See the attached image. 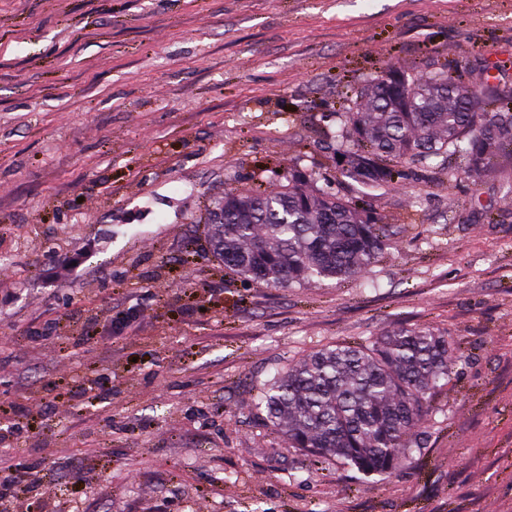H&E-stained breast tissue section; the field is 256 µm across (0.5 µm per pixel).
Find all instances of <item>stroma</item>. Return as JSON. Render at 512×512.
<instances>
[{"mask_svg":"<svg viewBox=\"0 0 512 512\" xmlns=\"http://www.w3.org/2000/svg\"><path fill=\"white\" fill-rule=\"evenodd\" d=\"M429 60L512 89V0H0V429L43 512H512V164L364 196L398 231L355 280L244 283L204 237L271 170L341 183L346 97ZM418 323L462 361L391 473L251 413L276 368Z\"/></svg>","mask_w":512,"mask_h":512,"instance_id":"35a3bbf8","label":"stroma"}]
</instances>
